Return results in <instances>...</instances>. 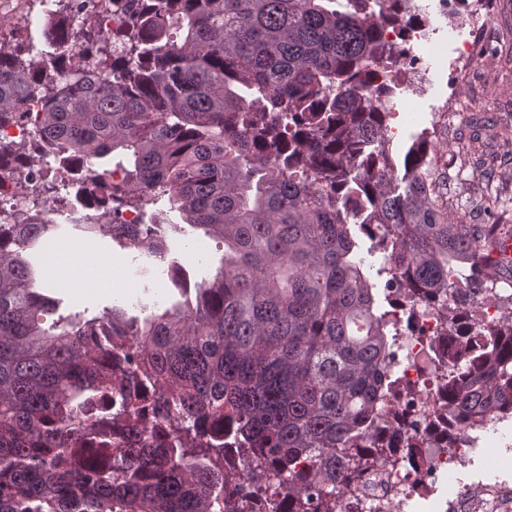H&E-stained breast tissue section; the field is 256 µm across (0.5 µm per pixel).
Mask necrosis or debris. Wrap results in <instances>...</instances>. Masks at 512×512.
Listing matches in <instances>:
<instances>
[{
  "label": "necrosis or debris",
  "instance_id": "necrosis-or-debris-1",
  "mask_svg": "<svg viewBox=\"0 0 512 512\" xmlns=\"http://www.w3.org/2000/svg\"><path fill=\"white\" fill-rule=\"evenodd\" d=\"M94 0H50L57 18L80 14L104 40L122 27L127 12L122 0L111 9L98 11ZM492 0H470V38L457 49L450 66L465 77L472 57L483 50L481 32ZM396 20L382 32L392 46L419 48L416 59L402 62L403 71L421 78L425 54L440 55L432 34L437 20L415 5V0H396ZM38 116L0 124V144L14 143L22 154L0 160V212H8L14 224H39L54 216L68 224H98L103 219L133 228L144 223L145 213L115 204L104 207L86 198L80 186L65 181L63 201L46 194L44 186L57 170L36 147ZM391 318L399 336L392 391L380 408L379 430L371 450L361 454L357 474L344 484L336 498V512H405L419 503L435 512H502L512 504V482L493 464L473 485L453 492L445 477L465 472L471 464L475 439L470 427L448 411V311L441 302L405 291L395 295Z\"/></svg>",
  "mask_w": 512,
  "mask_h": 512
}]
</instances>
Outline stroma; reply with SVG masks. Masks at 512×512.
<instances>
[{
    "label": "stroma",
    "instance_id": "1",
    "mask_svg": "<svg viewBox=\"0 0 512 512\" xmlns=\"http://www.w3.org/2000/svg\"><path fill=\"white\" fill-rule=\"evenodd\" d=\"M483 34L487 41L485 51L473 58L470 73L459 87L457 126L448 140L452 152L475 138L485 144L483 156L463 162L453 156L448 160V194L471 224L490 223L495 213L512 219V145L495 137L501 126L512 124V0H496ZM452 81L449 71L434 66L428 72L423 92H416L411 84L396 90L390 122L400 127L401 134L389 144L393 157H400L421 131L409 113L403 112L404 97L416 96L422 116L429 119L438 112ZM162 234L167 253L161 258L121 248L109 237L84 232L72 224L58 225L47 238L42 257H49L64 244L76 245L91 282L81 284L79 277L66 269L46 277L44 284L49 294L60 301L62 310L98 315L121 307L129 317L145 319L181 299L166 275L170 260H178L195 283L211 280L224 255L222 243L189 225L177 230L167 226ZM118 258L128 265L152 269L153 274L137 282L131 292H123L110 281L112 262Z\"/></svg>",
    "mask_w": 512,
    "mask_h": 512
}]
</instances>
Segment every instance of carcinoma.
<instances>
[{"mask_svg": "<svg viewBox=\"0 0 512 512\" xmlns=\"http://www.w3.org/2000/svg\"><path fill=\"white\" fill-rule=\"evenodd\" d=\"M112 44L62 70L60 49L98 40L83 22L56 42L0 54V119L40 108L37 133L80 186L126 205L169 207L224 243L213 279L143 322L121 308L64 315L39 287L36 255L53 224L0 223V512H232L226 454L262 489L288 485L295 512H335L336 490L373 435L395 362L390 310L364 269L360 235L382 250L392 289L470 298L512 280L492 257L502 225L468 224L436 175L424 135L390 153L386 101L367 78L405 52L379 39L390 0H128ZM125 180L112 182V170ZM159 224L124 248L160 257ZM135 353L133 382L162 408L229 418L232 437L112 447L89 412L112 393V338ZM448 407L459 422L512 407V321L458 339ZM269 469H254V455ZM312 469L302 475L297 461Z\"/></svg>", "mask_w": 512, "mask_h": 512, "instance_id": "carcinoma-1", "label": "carcinoma"}]
</instances>
